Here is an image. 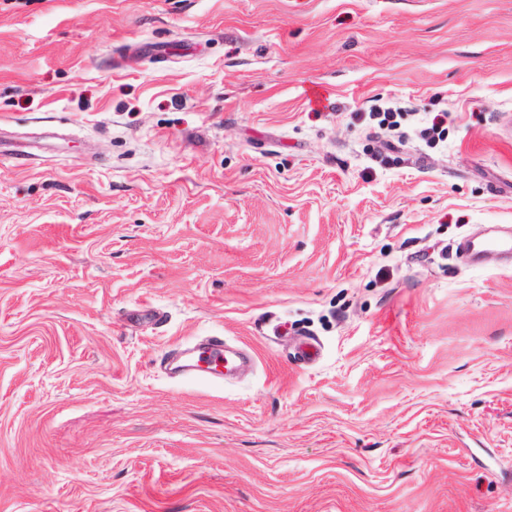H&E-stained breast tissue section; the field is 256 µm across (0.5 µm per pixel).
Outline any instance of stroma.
<instances>
[{"mask_svg":"<svg viewBox=\"0 0 512 512\" xmlns=\"http://www.w3.org/2000/svg\"><path fill=\"white\" fill-rule=\"evenodd\" d=\"M0 141V512H512V0H0ZM462 251L471 262L478 263L481 259L493 251L512 253V239H469L462 245ZM174 370L221 374L228 370L232 359L224 349V339L211 336L188 351H174L170 359Z\"/></svg>","mask_w":512,"mask_h":512,"instance_id":"1","label":"stroma"}]
</instances>
